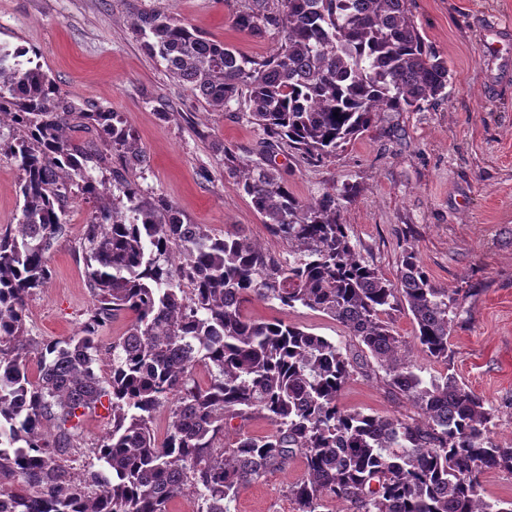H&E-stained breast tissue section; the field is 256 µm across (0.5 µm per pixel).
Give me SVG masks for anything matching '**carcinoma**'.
I'll list each match as a JSON object with an SVG mask.
<instances>
[{"label": "carcinoma", "mask_w": 512, "mask_h": 512, "mask_svg": "<svg viewBox=\"0 0 512 512\" xmlns=\"http://www.w3.org/2000/svg\"><path fill=\"white\" fill-rule=\"evenodd\" d=\"M232 24L259 39L277 31L276 52L244 56L159 9L138 12L131 28L209 106L247 104L269 156L239 185L288 245V263L246 237L185 224L164 198L145 196L133 175L148 158L121 116L76 105L27 49L0 47V123L16 130L22 197L16 227L0 234V476L25 486L0 490V512H168L188 494L198 512H234L241 490L297 456L305 475L288 487L296 512H323L329 499L346 512H512V500L486 499L480 480L512 470V446L489 435L486 400L452 373L424 379L386 320L407 304L417 349L446 364L456 297L432 284L413 250L395 283L366 264L340 222L349 190L304 201L272 160L286 145L321 166L376 113L444 98L447 59L421 34L410 0H249ZM76 120L91 138L68 136ZM74 187L97 202L84 230L94 301L75 335L38 343L27 336L26 300L51 277ZM252 301L327 315L346 328L348 347L281 318L254 319L244 312ZM122 314L132 320L102 377L100 333ZM201 364L204 386L194 378ZM355 372L378 376L421 419L341 407ZM104 397L112 429L96 454L105 472L73 474L59 459ZM255 414L274 431L243 432Z\"/></svg>", "instance_id": "cac0c4a2"}]
</instances>
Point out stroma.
I'll return each mask as SVG.
<instances>
[{"label":"stroma","mask_w":512,"mask_h":512,"mask_svg":"<svg viewBox=\"0 0 512 512\" xmlns=\"http://www.w3.org/2000/svg\"><path fill=\"white\" fill-rule=\"evenodd\" d=\"M244 0H0V46L30 50L35 64L69 93L119 113L139 137L149 166L137 180L147 196H162L184 223L220 235L235 230L287 258L250 199L224 167L225 148L241 168L264 162V135L245 106L216 110L170 77L133 34L134 13L157 8L241 54L262 58L277 32L256 40L231 19ZM421 33L447 58L451 80L443 100L419 112H380L372 126L321 167L297 164L279 148L277 167L302 199L350 186L343 202L357 253L396 279L404 248H413L432 284L458 290L450 363L417 354L423 377L453 373L494 412L492 437L512 442V0H411ZM496 33L502 49L485 56ZM15 131L0 125V231L16 226L21 171L11 152ZM94 204L68 205L67 236L50 254L51 278L27 299L26 327L37 341L77 333L92 302L82 248ZM258 319L283 318L345 343L346 329L322 313L247 305ZM340 403L348 409L399 417L414 409L375 378L354 374ZM111 427L107 408L87 413L77 448L61 458L73 473L102 467L93 447ZM304 475L301 459L241 491L236 512H295L287 488Z\"/></svg>","instance_id":"35a3bbf8"}]
</instances>
